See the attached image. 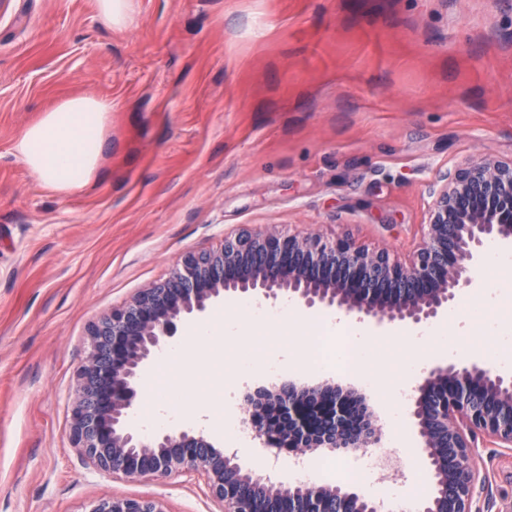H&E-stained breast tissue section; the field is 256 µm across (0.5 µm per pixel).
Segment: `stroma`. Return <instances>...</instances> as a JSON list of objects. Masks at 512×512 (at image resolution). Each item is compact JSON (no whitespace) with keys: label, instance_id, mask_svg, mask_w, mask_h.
Here are the masks:
<instances>
[{"label":"stroma","instance_id":"35a3bbf8","mask_svg":"<svg viewBox=\"0 0 512 512\" xmlns=\"http://www.w3.org/2000/svg\"><path fill=\"white\" fill-rule=\"evenodd\" d=\"M112 103L99 168L64 194L40 184L13 145L60 101ZM469 159L512 160V0H135L107 26L96 0H10L0 14V512H86L105 497L165 512H222L196 473L130 479L96 469L70 437L76 372L91 326L188 252L279 227L349 236L399 257L420 242L436 179ZM324 310L254 322L237 296L213 304L209 360L153 363L137 405L156 400L223 444L246 386L290 336L329 352ZM244 340L221 333L225 317ZM443 334L512 322V296L457 299ZM403 324L374 325L363 391L393 407L409 358ZM404 477L381 481L356 451L306 459L310 481L381 500L433 486L413 423L387 429ZM475 512H512V447L477 442Z\"/></svg>","mask_w":512,"mask_h":512}]
</instances>
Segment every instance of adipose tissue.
<instances>
[{
	"mask_svg": "<svg viewBox=\"0 0 512 512\" xmlns=\"http://www.w3.org/2000/svg\"><path fill=\"white\" fill-rule=\"evenodd\" d=\"M112 120V103L102 98L75 96L46 111L15 144L16 152L42 184L73 192L92 180L102 157L105 136ZM328 335L339 338L337 360L346 355L362 358L381 347L360 323L336 314L324 322Z\"/></svg>",
	"mask_w": 512,
	"mask_h": 512,
	"instance_id": "ef3b65f1",
	"label": "adipose tissue"
}]
</instances>
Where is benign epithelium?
<instances>
[{"label":"benign epithelium","instance_id":"obj_1","mask_svg":"<svg viewBox=\"0 0 512 512\" xmlns=\"http://www.w3.org/2000/svg\"><path fill=\"white\" fill-rule=\"evenodd\" d=\"M420 242L400 259L352 239L290 234L276 227L224 238L217 250L188 253L162 283L141 289L92 326L77 374L71 433L100 471L127 477H205L224 512H262L261 501L286 497L289 512H381V504L336 486L290 487L242 472L231 450L201 432L145 435L131 426L139 382L155 354L190 320L237 293L305 309L337 308L377 323L435 319L473 283L488 246L512 243V161L472 160L439 177ZM410 416L433 475L424 512H473L479 479L473 448L480 437L512 447V376L476 360L430 368ZM242 423L278 456L378 448L381 427L363 396L322 382H285L244 395ZM87 512H165L149 499L103 497Z\"/></svg>","mask_w":512,"mask_h":512}]
</instances>
